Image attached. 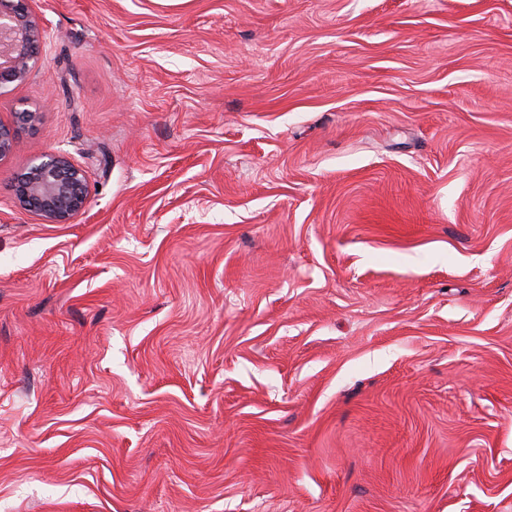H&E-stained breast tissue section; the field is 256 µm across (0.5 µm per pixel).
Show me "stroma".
Segmentation results:
<instances>
[{
  "mask_svg": "<svg viewBox=\"0 0 512 512\" xmlns=\"http://www.w3.org/2000/svg\"><path fill=\"white\" fill-rule=\"evenodd\" d=\"M32 9L0 512H512V0ZM14 187L20 204L48 224L69 222L88 200L83 170L63 154L42 156Z\"/></svg>",
  "mask_w": 512,
  "mask_h": 512,
  "instance_id": "35a3bbf8",
  "label": "stroma"
}]
</instances>
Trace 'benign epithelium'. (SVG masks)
<instances>
[{
    "label": "benign epithelium",
    "instance_id": "7a95c632",
    "mask_svg": "<svg viewBox=\"0 0 512 512\" xmlns=\"http://www.w3.org/2000/svg\"><path fill=\"white\" fill-rule=\"evenodd\" d=\"M43 39L30 0H0V88L25 79ZM15 129L0 123V160L14 147ZM20 204L48 224H65L88 200L86 177L63 154H47L14 188Z\"/></svg>",
    "mask_w": 512,
    "mask_h": 512
}]
</instances>
